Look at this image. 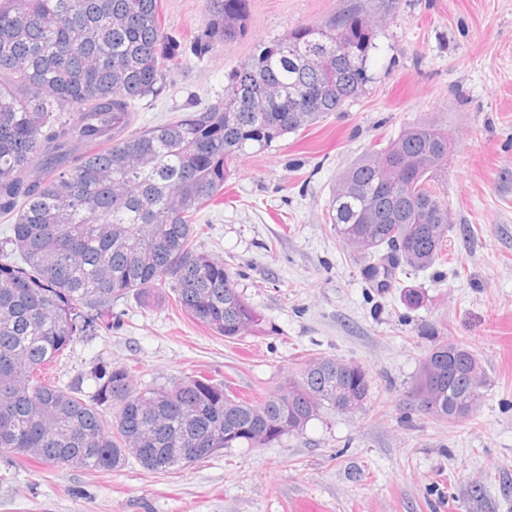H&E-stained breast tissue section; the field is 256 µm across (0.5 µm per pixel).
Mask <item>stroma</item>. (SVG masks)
<instances>
[{"instance_id": "35a3bbf8", "label": "stroma", "mask_w": 512, "mask_h": 512, "mask_svg": "<svg viewBox=\"0 0 512 512\" xmlns=\"http://www.w3.org/2000/svg\"><path fill=\"white\" fill-rule=\"evenodd\" d=\"M384 15L365 91L342 111L237 159L224 196L199 212L200 250L224 261L263 318L225 340L170 297L112 304V332L78 340L54 372L83 394L96 363L136 368L140 386L203 374L238 394L273 393L308 358L364 366V410H328L266 448H226L157 473L135 459L108 472L0 459V512H512V0H250L244 36L187 56L159 96L136 102V132L206 109L259 44L350 5ZM206 0H160L165 30L190 47ZM448 132L438 186L453 215L443 259L371 288L328 210L338 176L407 126ZM418 288L409 307L401 286ZM466 343L488 379L477 414L443 421L406 392L432 339Z\"/></svg>"}]
</instances>
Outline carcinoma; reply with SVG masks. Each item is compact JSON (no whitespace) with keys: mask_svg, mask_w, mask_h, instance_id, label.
I'll use <instances>...</instances> for the list:
<instances>
[{"mask_svg":"<svg viewBox=\"0 0 512 512\" xmlns=\"http://www.w3.org/2000/svg\"><path fill=\"white\" fill-rule=\"evenodd\" d=\"M158 4L0 0V215L13 219L0 240V457L106 472L131 455L169 472L271 445L369 398L363 366L327 357L249 400L206 375L141 387L127 365L92 367L89 395L42 376L79 339L112 332V301L131 292L145 303L169 292L226 339L259 330L231 270L196 247L195 217L224 195L234 160L361 94L383 24L351 7L298 26L229 74L218 104L127 135L131 103L165 91L166 62L181 61ZM248 19L249 0H209L191 51L244 35ZM447 165V131L422 123L339 176L330 221L372 287L439 259L450 216L435 178ZM338 382L350 386L342 399ZM486 386L467 344L438 340L409 394L432 393L424 412L459 421Z\"/></svg>","mask_w":512,"mask_h":512,"instance_id":"obj_1","label":"carcinoma"}]
</instances>
